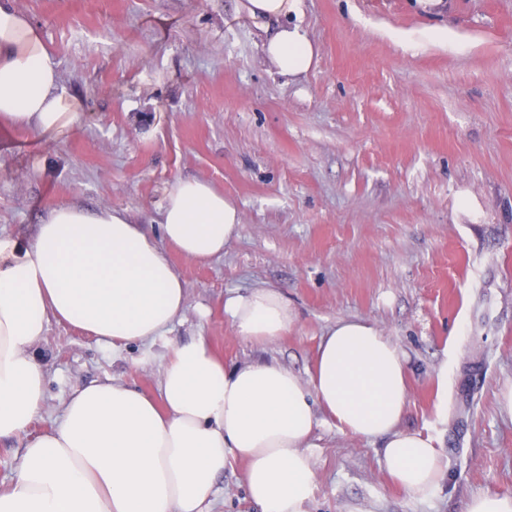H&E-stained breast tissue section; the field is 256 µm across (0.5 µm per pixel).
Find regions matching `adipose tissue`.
Masks as SVG:
<instances>
[{"mask_svg":"<svg viewBox=\"0 0 512 512\" xmlns=\"http://www.w3.org/2000/svg\"><path fill=\"white\" fill-rule=\"evenodd\" d=\"M237 11L262 33L279 75L309 72L315 48L300 22L303 0H239ZM60 83L37 26L0 0V129L44 138L74 126L76 100ZM240 224L223 192L180 178L164 192L160 234L118 209L55 204L32 238L0 239V439L24 433L45 407L38 349L50 320L116 350L168 348L157 396L113 378L75 389L57 427L26 444L0 512H209L214 481L233 460L245 464L261 512H305L306 449L320 410L340 430L380 441L388 477L412 498L425 499L444 477L434 439L401 425L404 359L376 326L336 323L306 381L270 361L228 367L206 338L172 337L188 293L168 248L210 260ZM224 310L236 334L258 346L295 320L272 288L228 297Z\"/></svg>","mask_w":512,"mask_h":512,"instance_id":"ef3b65f1","label":"adipose tissue"}]
</instances>
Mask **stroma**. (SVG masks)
Masks as SVG:
<instances>
[{
    "instance_id": "35a3bbf8",
    "label": "stroma",
    "mask_w": 512,
    "mask_h": 512,
    "mask_svg": "<svg viewBox=\"0 0 512 512\" xmlns=\"http://www.w3.org/2000/svg\"><path fill=\"white\" fill-rule=\"evenodd\" d=\"M81 103L38 140L0 132V236L31 237L51 204L119 209L155 226L165 188L200 178L241 214L222 257L167 255L189 307L175 338L203 336L225 365L272 359L309 379L342 320L379 327L405 357L403 427L448 463L425 500L386 477L378 441L315 429L306 512H462L512 494V0H304L315 62L277 75L236 0H15ZM286 294L295 322L258 347L224 301ZM163 344L112 351L49 321L38 355L47 408L0 440L7 487L27 437L52 429L83 383L157 394ZM214 512H260L245 466L215 482ZM463 512H512V495H473L465 500Z\"/></svg>"
}]
</instances>
